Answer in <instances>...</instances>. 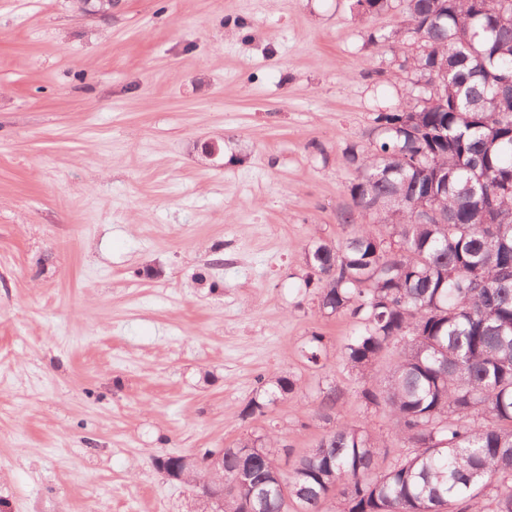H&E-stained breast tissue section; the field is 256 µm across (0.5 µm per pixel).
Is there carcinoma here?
<instances>
[{
    "instance_id": "cac0c4a2",
    "label": "carcinoma",
    "mask_w": 512,
    "mask_h": 512,
    "mask_svg": "<svg viewBox=\"0 0 512 512\" xmlns=\"http://www.w3.org/2000/svg\"><path fill=\"white\" fill-rule=\"evenodd\" d=\"M361 15L389 0H356ZM405 26L382 36L409 43L406 101L378 112L369 146L346 148L355 176L340 209L338 244L305 250V286L320 312L355 326L344 347L364 377L390 347L397 357L362 397L393 419L408 451L389 453L364 423L343 422L284 475L266 438L224 453V512H282L280 484L302 512H512V0H405ZM383 226L374 232L356 215ZM244 409L262 415L297 389L260 376Z\"/></svg>"
}]
</instances>
